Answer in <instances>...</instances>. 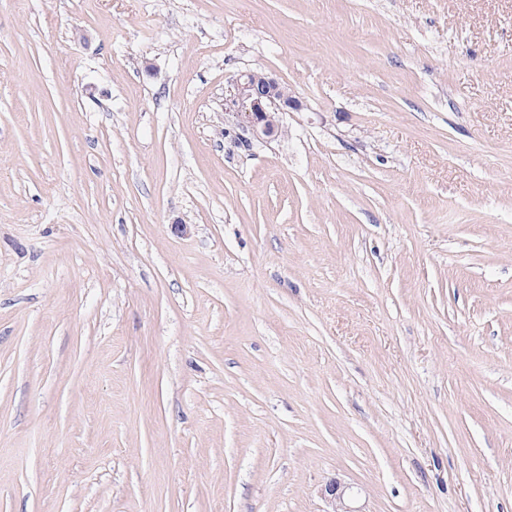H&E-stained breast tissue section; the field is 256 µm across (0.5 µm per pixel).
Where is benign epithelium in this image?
I'll list each match as a JSON object with an SVG mask.
<instances>
[{
    "label": "benign epithelium",
    "instance_id": "obj_1",
    "mask_svg": "<svg viewBox=\"0 0 512 512\" xmlns=\"http://www.w3.org/2000/svg\"><path fill=\"white\" fill-rule=\"evenodd\" d=\"M307 105L287 91L278 79L260 70H246L229 82L224 111L231 113L257 141L267 142L282 132V115L301 112ZM331 512H355L351 507L352 487L337 479L324 487Z\"/></svg>",
    "mask_w": 512,
    "mask_h": 512
}]
</instances>
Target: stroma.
Here are the masks:
<instances>
[{
  "mask_svg": "<svg viewBox=\"0 0 512 512\" xmlns=\"http://www.w3.org/2000/svg\"><path fill=\"white\" fill-rule=\"evenodd\" d=\"M333 478L512 512V0H0V512ZM224 110L231 113L257 141L267 142L282 132V115L301 112L307 105L278 79L260 70H246L229 82Z\"/></svg>",
  "mask_w": 512,
  "mask_h": 512,
  "instance_id": "1",
  "label": "stroma"
}]
</instances>
